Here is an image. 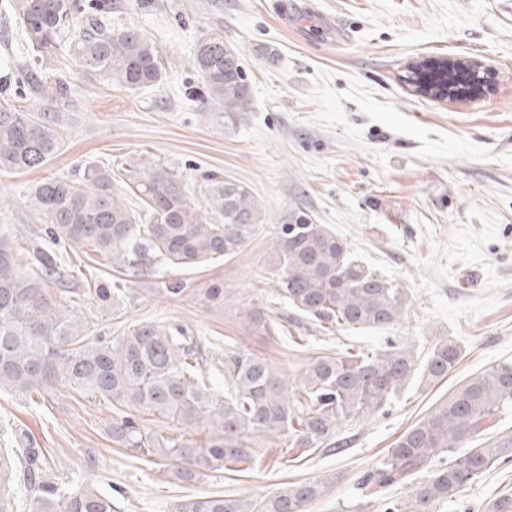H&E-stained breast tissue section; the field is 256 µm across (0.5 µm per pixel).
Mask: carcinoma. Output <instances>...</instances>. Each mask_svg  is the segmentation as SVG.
I'll return each instance as SVG.
<instances>
[{
	"instance_id": "cac0c4a2",
	"label": "carcinoma",
	"mask_w": 512,
	"mask_h": 512,
	"mask_svg": "<svg viewBox=\"0 0 512 512\" xmlns=\"http://www.w3.org/2000/svg\"><path fill=\"white\" fill-rule=\"evenodd\" d=\"M5 16L19 24L20 37L35 55L51 60L62 52L87 74L130 91L153 88L162 80L163 63L150 39L138 28L108 29L91 9L85 27L74 28L78 0H7ZM194 65L201 78V111L224 113L235 126L252 104L242 53L212 32L196 44ZM448 66L414 73L420 86L441 90L437 76ZM24 80L59 102L69 85L56 73L29 70ZM59 113L34 112L0 103V171L41 168L60 145ZM205 208L192 204L182 178L156 163L128 175L127 191L139 201L131 207L118 195L115 178L103 166L85 169L72 181L48 178L32 191L31 203L47 224V236L97 253L116 273L152 272L164 261L173 267L231 259L261 233L262 206L241 182L205 176ZM264 259L276 296L320 327L331 330L388 328L400 320L404 289L358 263L343 239L298 210L274 225ZM14 240L0 235V391L40 394L56 386L97 393L112 402L119 418L109 430L112 442L134 452L157 454L172 476L184 483L201 479L227 463L254 464L265 439L288 442L295 459L336 445L342 422L372 416L415 379L418 357L409 347L385 340L379 349H346L342 354L308 360L297 391L289 390L274 361L235 345L224 348L219 370L224 391L210 385L198 365V339L154 322L139 323L116 339L92 336L87 318L68 309L46 288L60 274V255L51 248L31 251L30 271L15 263ZM120 291L115 280L85 292L98 307L112 305ZM214 309L231 310L253 336L274 337L282 324L259 300L244 301L222 283L205 289ZM462 358L451 340L436 342L427 353L420 379L436 384ZM512 413V363L491 365L456 387L392 442L361 481L368 496L383 500V512H428L438 499L451 498L488 471L512 461V433L489 435L500 418ZM150 417L184 428L207 430L203 442L153 436L143 431ZM481 436L472 448L461 444ZM407 485L406 499H386L382 490ZM23 488L28 512H114L112 498L86 482L78 488L50 472L41 448L0 449V512H17L10 491ZM331 483H291L272 495L209 493L187 497L174 512H306L325 497Z\"/></svg>"
}]
</instances>
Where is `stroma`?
I'll use <instances>...</instances> for the list:
<instances>
[{
  "label": "stroma",
  "instance_id": "obj_1",
  "mask_svg": "<svg viewBox=\"0 0 512 512\" xmlns=\"http://www.w3.org/2000/svg\"><path fill=\"white\" fill-rule=\"evenodd\" d=\"M108 23L138 26L158 50L164 79L132 93L53 62L71 87L59 109L60 149L39 169L0 172V231L14 239L20 271L29 269V247L48 242L30 206L38 182L77 180L101 164L121 190L126 168L145 159L179 170L198 206L207 174L247 184L268 229L231 259L126 273L120 304L105 311L84 301L92 335L114 339L141 322L165 323L198 338L204 369L231 343L275 361L292 382L311 356L377 348L389 334L421 357L452 339L463 356L440 383L412 384L385 412L343 427L342 453L291 462L274 449L252 469L215 470L191 484L172 477L162 458L114 444L111 403L66 387L52 397L0 392V440L28 438L73 485L90 481L110 495L115 512H173L178 501L215 491L261 499L325 478L332 494L307 512H382L359 482L391 442L471 375L512 362V0H112ZM214 31L243 51L252 88L251 110L234 127L221 113L200 111L191 94L201 83L195 45ZM260 46L278 53L275 66L256 55ZM32 59L18 23L0 22V102L39 105L38 92L17 82ZM441 60L482 62L485 91L438 99L403 83L408 71ZM295 210L328 225L365 267L404 288L403 316L389 331L329 332L274 299L264 265L270 227ZM56 249L63 260L51 292L111 279L94 252ZM169 278L185 282L183 296L157 294ZM215 281L270 301L287 334L253 336L206 308L201 294ZM89 450L99 463L90 475L81 468ZM505 492L512 461L429 512H486Z\"/></svg>",
  "mask_w": 512,
  "mask_h": 512
}]
</instances>
